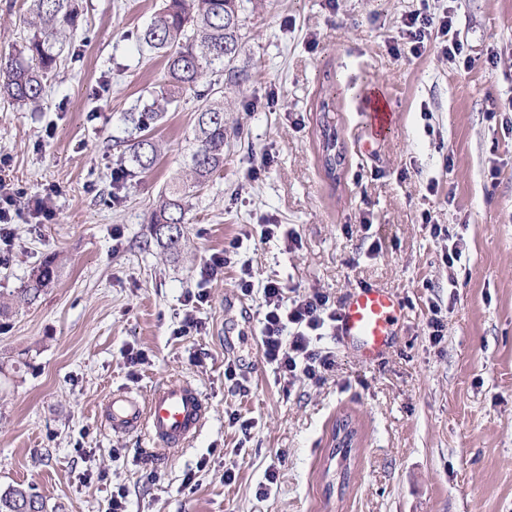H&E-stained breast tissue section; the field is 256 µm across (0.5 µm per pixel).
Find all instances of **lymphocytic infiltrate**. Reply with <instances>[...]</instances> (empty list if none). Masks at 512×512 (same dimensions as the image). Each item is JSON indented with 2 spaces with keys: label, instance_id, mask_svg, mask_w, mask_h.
Returning <instances> with one entry per match:
<instances>
[{
  "label": "lymphocytic infiltrate",
  "instance_id": "obj_1",
  "mask_svg": "<svg viewBox=\"0 0 512 512\" xmlns=\"http://www.w3.org/2000/svg\"><path fill=\"white\" fill-rule=\"evenodd\" d=\"M453 19L449 13L436 16L427 8L411 12L405 25L411 38L410 52L418 56L425 51L426 35L430 28L449 33ZM238 240H230L223 252L211 254L199 267V280L206 283L223 276L227 267H236L238 285L244 294L260 291L264 310L260 321L259 351L270 365L275 381L283 391H290L298 377L315 384L323 383L335 366L333 351L319 347L326 333L335 331L338 311L329 295L306 292L286 298L284 286L275 280L258 285L252 268L239 264Z\"/></svg>",
  "mask_w": 512,
  "mask_h": 512
}]
</instances>
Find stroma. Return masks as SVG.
<instances>
[{"label":"stroma","instance_id":"1","mask_svg":"<svg viewBox=\"0 0 512 512\" xmlns=\"http://www.w3.org/2000/svg\"><path fill=\"white\" fill-rule=\"evenodd\" d=\"M160 3L77 0L42 98L0 99V180L53 192L55 211L40 224L15 216L0 298L46 256L65 260L53 287L0 317V491L22 486L56 512H110L120 487L128 512H512V0H429L453 13L467 66L442 55L436 33L423 55H395L419 0H243L224 169L193 198L175 257L150 217L187 161L202 98H178L158 122L152 171L117 194L111 178L126 114L165 80L163 57L133 38ZM27 9L0 0V59L28 38ZM376 95L392 113L382 136L368 115ZM324 96L345 158L332 181L319 161ZM434 223L447 235L432 236ZM264 224L297 246L261 239ZM236 237L255 283L336 302L363 285L395 293V346L370 365L324 339L334 371L283 393L258 350L260 296H242L232 270L205 286L202 333L176 336L201 262ZM130 348L146 361L127 366ZM229 363L248 395L225 380ZM169 378L191 380L207 414L192 442L163 454L112 426L107 400ZM343 419L357 440L341 487L331 453Z\"/></svg>","mask_w":512,"mask_h":512}]
</instances>
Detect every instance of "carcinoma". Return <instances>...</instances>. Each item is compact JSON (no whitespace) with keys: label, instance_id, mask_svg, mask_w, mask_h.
I'll use <instances>...</instances> for the list:
<instances>
[{"label":"carcinoma","instance_id":"carcinoma-1","mask_svg":"<svg viewBox=\"0 0 512 512\" xmlns=\"http://www.w3.org/2000/svg\"><path fill=\"white\" fill-rule=\"evenodd\" d=\"M240 0H163L153 21L136 36L141 45L158 52L166 60L168 84L129 121L137 136L117 138L116 168L132 166L137 173L150 171L156 164L158 148L149 132L162 119L178 95L188 91L205 99L198 110L193 142L184 175L174 178L159 209L151 218L156 242L171 254H178L184 238L185 217L196 189L204 187L224 169V101L210 100L219 77L231 66L241 48ZM78 12L74 0H30L27 23L30 37L23 45L26 59H10L0 65V95L26 106L42 97L47 75L57 66L60 43L75 30ZM208 85L201 91L199 87ZM320 112L321 162L326 174L336 175L341 158L336 156V117L323 98ZM56 257L45 259L32 272L25 288L14 301L29 303L52 286L59 277ZM0 512H47L46 504L27 489L16 486L0 493Z\"/></svg>","mask_w":512,"mask_h":512}]
</instances>
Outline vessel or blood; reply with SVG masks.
Wrapping results in <instances>:
<instances>
[{
	"label": "vessel or blood",
	"instance_id": "b4317fda",
	"mask_svg": "<svg viewBox=\"0 0 512 512\" xmlns=\"http://www.w3.org/2000/svg\"><path fill=\"white\" fill-rule=\"evenodd\" d=\"M404 305L384 288L364 287L347 295L340 309L337 339L373 363L385 356L398 332ZM118 426H139L156 446L179 448L189 443L205 419V403L190 382L172 379L153 387L144 400L122 393L109 401Z\"/></svg>",
	"mask_w": 512,
	"mask_h": 512
}]
</instances>
